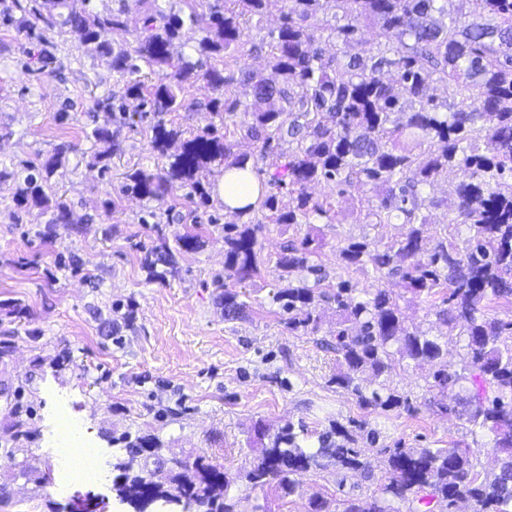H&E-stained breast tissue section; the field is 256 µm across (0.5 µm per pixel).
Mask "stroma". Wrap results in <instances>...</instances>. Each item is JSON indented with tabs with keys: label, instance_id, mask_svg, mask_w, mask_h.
Instances as JSON below:
<instances>
[{
	"label": "stroma",
	"instance_id": "1",
	"mask_svg": "<svg viewBox=\"0 0 512 512\" xmlns=\"http://www.w3.org/2000/svg\"><path fill=\"white\" fill-rule=\"evenodd\" d=\"M284 8L283 0H271L262 21L250 24L248 40L256 49L245 58L249 68L263 69L267 34L280 25ZM50 36L55 72L30 74L23 68L26 40L0 24V162L37 164L57 145H70L48 196L65 201L73 218L50 225V208L15 206L11 189L0 187V487L6 490L0 512H61L77 493L102 500L105 512H127L112 493V463L126 454L120 440L126 433L155 436L166 455L187 461L206 455L234 473L248 468L249 442L260 422L274 430L302 421L320 431L337 421L354 427L359 448L375 458L398 442L408 448L472 444L465 417L433 407L437 392L428 368L400 362L386 377V386L408 397L412 410L361 408L350 391L331 381L335 306L322 307L318 332L292 335L272 302L274 264L284 240L319 236L316 262L333 285L342 273L338 246L367 234L391 240L403 232L400 224H364L368 189L350 188L340 196L333 186H313L314 198L332 203L329 218L287 228L265 225L258 235L261 274L240 287L248 314L225 320L215 279L224 272V225L232 214L216 200L189 219L191 205L176 192L161 229L169 238L199 229L205 245L178 253L164 279L150 278L141 256L157 229L143 218L154 205L119 192L128 171L166 164L150 148V120L130 109L123 153L113 156L108 170L94 166L99 145L91 131L106 117L91 109V85L105 90L115 80L69 37L55 30ZM215 95L202 83L190 87L187 109L165 114V122L187 138L209 123L223 128V121L194 108ZM68 98L78 107L64 115L60 108ZM358 282L363 289L380 285L401 295L409 327L441 334L435 316L441 300L403 297L395 278L378 284L362 276ZM62 414L76 420L81 441L97 449L99 480L64 479L57 453ZM371 430L379 432L378 444L367 442ZM20 464L27 477H16ZM383 481L380 469L367 479L330 468L300 475L298 493L285 499L263 497L242 481L231 493L237 512H254L261 503L270 512H309L315 496L359 498Z\"/></svg>",
	"mask_w": 512,
	"mask_h": 512
}]
</instances>
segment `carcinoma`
I'll use <instances>...</instances> for the list:
<instances>
[{"label":"carcinoma","mask_w":512,"mask_h":512,"mask_svg":"<svg viewBox=\"0 0 512 512\" xmlns=\"http://www.w3.org/2000/svg\"><path fill=\"white\" fill-rule=\"evenodd\" d=\"M97 11L91 0H0V22L15 27L36 45V72H54L55 45L44 29L69 35L77 48L105 64L123 83L118 97L93 96V110L107 122L91 135L102 145L95 164L109 168L123 152L127 101L153 114L150 146L168 160L152 172L126 175L123 193L162 206L166 197L187 188L196 206L212 202L203 174L213 166L239 167L249 156L208 126L191 138L160 119L185 107V92L203 82L226 90L248 86L253 102L214 97L197 110L224 114L234 130L259 144L252 163L256 176L288 189L292 205L279 206L277 194L233 212L240 222L224 225V319L238 320L247 305L233 285L261 274L257 233L265 224H310L329 218L330 203L310 189L320 182L368 187L377 192L366 223L380 226L396 218L405 227L396 239L363 236L337 251L339 264L376 279L399 277L416 299L441 292L438 324L457 331L453 354L438 339L411 329L399 297L381 288L359 300L357 284H323L314 257L322 240L308 234L287 240L275 262L279 287L272 302L288 314V333H308L321 324L320 306L335 303L337 371L332 382L352 391L365 409L391 410L406 404L382 381L396 361L434 367L432 388L445 395L467 388L466 421L492 434L486 448L495 458L489 471L477 469L468 448H395L386 459L385 482L363 498L335 501L316 497L309 512H401L397 503L434 506L453 512L459 503L471 512H512V320L490 313V304L512 303V0H286L280 26L268 33L269 52L261 75L242 64L246 29L261 20L270 0H117ZM140 15L132 44L114 47L108 34L127 27L131 10ZM324 15L331 21L318 26ZM193 57L173 46L201 20ZM375 30L378 53H351L361 28ZM336 44L329 53L326 45ZM393 73L390 83L384 74ZM455 87L453 101H440L430 85ZM291 144L279 150L282 142ZM68 145L54 148L42 163L0 166V185L14 190L19 205H45V189L65 163ZM455 170L461 174L452 199L430 198L423 186ZM443 207L448 225L464 224L468 234L426 236L427 212ZM142 265L164 277L158 263L173 265L164 236L142 248ZM371 375L369 385L363 374ZM263 440L245 474L232 475L199 455L191 463L165 458L159 440L140 435L127 443V457L113 464L116 497L133 512L161 503L170 512H235L230 488L241 478L252 491L272 488L284 499L295 495L300 473L331 466L372 476L373 463L344 426L330 424L315 433L304 423H288L271 433L255 426ZM317 436L318 446L307 440Z\"/></svg>","instance_id":"carcinoma-1"}]
</instances>
